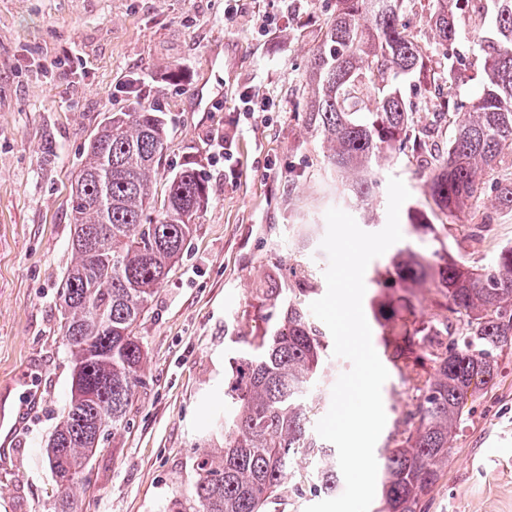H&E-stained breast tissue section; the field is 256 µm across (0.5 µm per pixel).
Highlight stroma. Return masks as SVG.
<instances>
[{
    "instance_id": "obj_1",
    "label": "stroma",
    "mask_w": 512,
    "mask_h": 512,
    "mask_svg": "<svg viewBox=\"0 0 512 512\" xmlns=\"http://www.w3.org/2000/svg\"><path fill=\"white\" fill-rule=\"evenodd\" d=\"M0 0V411L19 415L13 452L0 465V512H49L57 485L44 462L50 433L70 398V364L59 331L58 290L74 264L71 190L104 116L136 103L167 122L168 177L189 159L210 201L175 268L149 305L139 334L146 379L129 430L92 460L84 512H165L195 481L194 457L224 414L229 363L264 322L263 291L287 288L308 270L327 291L321 248L333 202L323 148L304 124L302 84L336 0ZM281 16L263 31L259 15ZM464 100L474 99L484 59L473 33L456 45ZM136 81V95L126 86ZM253 86L280 102L275 112L240 111ZM231 143L234 182L211 140ZM385 177L401 179L409 202L429 214L415 161L399 156ZM489 216L481 242L471 223ZM403 244L449 247L482 268L512 245V212L493 200L464 209L443 241L402 224ZM493 387L468 400L429 512H512V348ZM382 387L386 430L416 403L396 367Z\"/></svg>"
}]
</instances>
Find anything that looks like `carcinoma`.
<instances>
[{
  "instance_id": "carcinoma-1",
  "label": "carcinoma",
  "mask_w": 512,
  "mask_h": 512,
  "mask_svg": "<svg viewBox=\"0 0 512 512\" xmlns=\"http://www.w3.org/2000/svg\"><path fill=\"white\" fill-rule=\"evenodd\" d=\"M409 0H336L322 27L304 85L308 128L326 146L324 170L336 195L357 208L375 194L384 162L411 154L427 178L431 198L449 219L484 195V178L512 151V0H479V40L485 54L481 95L466 103L458 93L455 45L461 36L457 5L429 0L435 43L445 49L443 73L428 82V47L404 22ZM429 85L442 111L416 129L414 112L399 85ZM455 113L448 150L433 148L440 123ZM163 113L137 104L113 112L99 125L72 203L74 265L62 278L60 332L71 364L70 399L49 436L45 462L58 487L51 512H81L90 457L129 429L131 408L144 383L141 319L207 207L209 186L188 161L167 178L158 196L153 174L167 148ZM495 204L512 211V180L490 186ZM408 223L437 234L410 206ZM101 238L90 249L82 236ZM387 287L405 295L372 299L387 360L407 370L418 403L397 420L379 453L380 497L374 512H427L428 496L448 465L455 429L468 398L497 377L498 358L512 345V245L492 264L470 268L449 251L426 255L398 249ZM416 288L446 299L428 326L395 318V303L414 307ZM305 280L270 301L266 328L245 340L228 382L227 417L216 422L217 448L194 461L190 492L172 498L165 512H269L300 492L288 476L325 492L336 490L334 451L314 433L316 383L328 341L307 298ZM431 370L420 371L424 361Z\"/></svg>"
}]
</instances>
